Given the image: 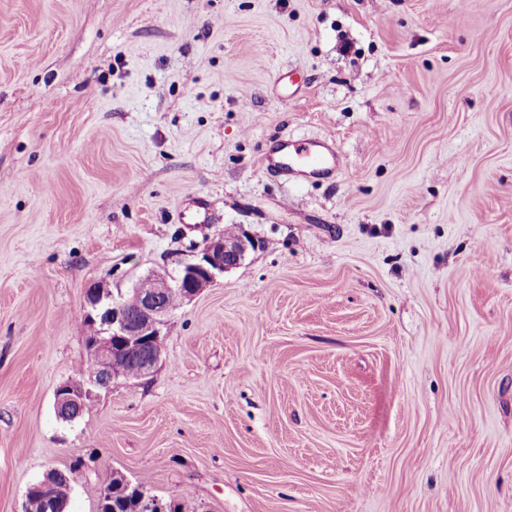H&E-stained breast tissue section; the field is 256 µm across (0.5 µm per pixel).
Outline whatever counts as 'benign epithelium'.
<instances>
[{"mask_svg": "<svg viewBox=\"0 0 512 512\" xmlns=\"http://www.w3.org/2000/svg\"><path fill=\"white\" fill-rule=\"evenodd\" d=\"M258 246L259 242L247 234L226 237L220 233L206 238L191 259L180 263L178 275L161 272L148 274L151 288L141 295L135 312L128 311L99 287L88 290L85 316L99 321L103 329V335L94 342L96 354L107 358L111 356L113 346L121 344L122 339L140 336L141 344L132 349V353L138 362V376L149 374L160 359L161 329L166 318L174 311L168 302L169 295L177 292L182 301L191 300L203 288L214 283L217 275L239 266L248 250ZM111 388L112 383L101 378L95 380L82 376L64 382L55 391L56 412L67 416L71 414L68 404H79L95 392Z\"/></svg>", "mask_w": 512, "mask_h": 512, "instance_id": "benign-epithelium-1", "label": "benign epithelium"}]
</instances>
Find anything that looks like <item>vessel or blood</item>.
Segmentation results:
<instances>
[{
    "mask_svg": "<svg viewBox=\"0 0 512 512\" xmlns=\"http://www.w3.org/2000/svg\"><path fill=\"white\" fill-rule=\"evenodd\" d=\"M341 153L333 139L282 141L264 158L266 167L288 177L326 178L335 172Z\"/></svg>",
    "mask_w": 512,
    "mask_h": 512,
    "instance_id": "1",
    "label": "vessel or blood"
}]
</instances>
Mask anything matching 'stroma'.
I'll use <instances>...</instances> for the list:
<instances>
[{"label": "stroma", "mask_w": 512, "mask_h": 512, "mask_svg": "<svg viewBox=\"0 0 512 512\" xmlns=\"http://www.w3.org/2000/svg\"><path fill=\"white\" fill-rule=\"evenodd\" d=\"M324 136L334 179L265 171ZM233 226L154 371L60 420L86 290ZM52 469L69 512L116 472L180 512H512V0H0V512Z\"/></svg>", "instance_id": "obj_1"}]
</instances>
